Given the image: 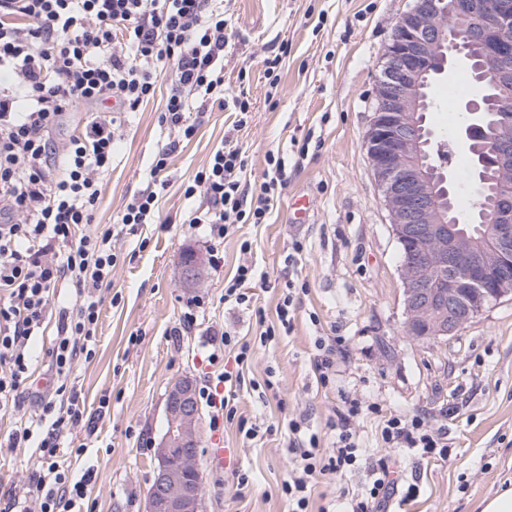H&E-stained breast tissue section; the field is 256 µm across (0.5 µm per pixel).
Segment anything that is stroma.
Returning <instances> with one entry per match:
<instances>
[{"mask_svg":"<svg viewBox=\"0 0 512 512\" xmlns=\"http://www.w3.org/2000/svg\"><path fill=\"white\" fill-rule=\"evenodd\" d=\"M412 0H224L228 20L224 46V91L246 94L250 117L237 134L246 157L244 180L258 185L266 156L285 158L280 202L266 223L241 224L224 241V266L207 271L192 288L181 287L178 272L187 250L205 255L202 230L191 228L194 213L211 203L184 189L222 147L235 121L234 108L206 107L193 113L195 135L181 142L163 175L160 221L123 231L112 246L120 262L112 273V296L103 300L95 355L77 360L68 384L84 412L82 425L64 431L57 458L60 470L80 479L92 473L89 495L96 512H145L157 461L152 445L165 424L169 388L182 378L203 383L213 369L207 341L231 330L253 338L258 317L276 319L286 281H304L293 329L277 336L242 369L237 390L239 414L274 426L273 434L247 441L235 426L223 431L234 468L216 471L208 448L211 410L201 406L199 458L206 512H288L279 490L291 471L288 421L304 417L333 447L339 430L341 396L367 409L352 427L362 448L358 469L312 489L313 512L332 507L341 492H362L372 466L386 453L381 427L392 416L426 415L448 434L447 457L406 455L400 465L414 498L397 491L389 512H480L481 501L512 484V299L492 304L455 335L417 340L403 328L400 245L374 178L365 136L375 108L374 88L383 52L399 16ZM288 55L270 89L262 60L280 45ZM171 85L162 78L153 98L122 117L112 167L102 180L93 221L112 223L117 212L146 188L156 153L170 138L159 122ZM435 139L449 142L437 162L447 164L456 184L468 185L475 168L458 141L460 119L427 112ZM306 158H299V150ZM308 197L307 223L293 221L290 202ZM252 250L242 253L240 243ZM304 251L296 267L284 259L294 241ZM263 274L249 307L224 302V280L239 263ZM198 297L188 333L173 337L188 299ZM338 336L343 358L329 385H321L315 363L318 339ZM273 390H265L266 380ZM377 404L371 413L369 404ZM40 395L23 392L17 415L0 416V512L14 498L40 512L29 481L42 470L38 450L13 448L8 435L17 419H36ZM249 485L237 490L235 472Z\"/></svg>","mask_w":512,"mask_h":512,"instance_id":"35a3bbf8","label":"stroma"}]
</instances>
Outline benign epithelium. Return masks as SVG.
<instances>
[{
  "label": "benign epithelium",
  "instance_id": "1",
  "mask_svg": "<svg viewBox=\"0 0 512 512\" xmlns=\"http://www.w3.org/2000/svg\"><path fill=\"white\" fill-rule=\"evenodd\" d=\"M459 70L477 91L464 103L461 137L478 170L474 208L489 223L482 238L450 223L456 190L427 151L429 89ZM375 97L365 143L403 250V327L420 340L453 336L512 298V0H413L386 46ZM489 127L496 137L479 153ZM165 416L146 512H205L191 378L171 386Z\"/></svg>",
  "mask_w": 512,
  "mask_h": 512
}]
</instances>
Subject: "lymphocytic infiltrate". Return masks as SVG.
I'll list each match as a JSON object with an SVG mask.
<instances>
[{
    "mask_svg": "<svg viewBox=\"0 0 512 512\" xmlns=\"http://www.w3.org/2000/svg\"><path fill=\"white\" fill-rule=\"evenodd\" d=\"M223 0H0V71L17 82L0 94V414L15 412L21 388L34 384L31 341L49 315L57 317L50 355L55 368L52 394L42 397L36 421H19L12 444L36 442L47 475L33 477L41 512H95L84 481L68 482L55 459L65 428L82 423L68 375L76 359L91 360L102 305L101 289L112 286L118 256L112 250L114 226L156 223L158 193L134 196L117 214L115 225L94 223L99 179L112 165L115 113L134 112L154 97L158 80L170 76L171 88L159 122L172 135L155 156L151 178H158L181 141L191 139L193 101L232 102L234 132L198 171L186 196L204 193L211 202L194 217L208 244L209 263L220 269L224 240L238 224H262L280 201L283 158L268 153L265 179L246 198L242 174L247 163L233 135L248 123L245 96H224ZM114 100L113 112L98 104ZM89 107L82 135L60 137L67 112ZM69 279L79 291L73 307L52 309L51 290ZM240 372L218 374L204 385L200 399L212 408L211 425L235 423L239 434L256 439L265 429L239 415L236 389ZM360 413L348 400L338 411L336 446L321 448L304 419H292V473L281 486L288 512H311L316 480L330 481L354 468L359 452L351 428ZM382 440L399 451L447 457L446 433L433 432L426 418L390 417ZM395 461L380 458L368 491L352 497L350 512H382L398 487Z\"/></svg>",
    "mask_w": 512,
    "mask_h": 512,
    "instance_id": "lymphocytic-infiltrate-1",
    "label": "lymphocytic infiltrate"
}]
</instances>
